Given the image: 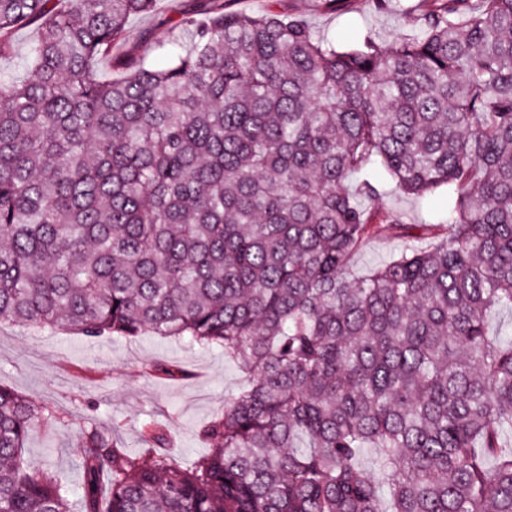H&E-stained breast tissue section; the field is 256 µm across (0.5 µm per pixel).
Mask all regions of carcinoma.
Here are the masks:
<instances>
[{
    "label": "carcinoma",
    "mask_w": 512,
    "mask_h": 512,
    "mask_svg": "<svg viewBox=\"0 0 512 512\" xmlns=\"http://www.w3.org/2000/svg\"><path fill=\"white\" fill-rule=\"evenodd\" d=\"M158 0H0V321L217 345L249 374L190 466L87 423L81 512H512V0H421L341 51L204 0L178 61L127 58ZM109 62L124 74L105 80ZM448 188L443 224L374 207ZM401 251L351 274L370 240ZM53 411L0 385V512H71L22 454ZM378 449L386 480L361 465ZM32 33L29 30H22L16 36L17 52L12 58L1 59L0 71L2 75L21 79L27 73L26 53L28 44L31 41Z\"/></svg>",
    "instance_id": "obj_1"
}]
</instances>
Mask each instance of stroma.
I'll use <instances>...</instances> for the list:
<instances>
[{
	"label": "stroma",
	"instance_id": "obj_1",
	"mask_svg": "<svg viewBox=\"0 0 512 512\" xmlns=\"http://www.w3.org/2000/svg\"><path fill=\"white\" fill-rule=\"evenodd\" d=\"M309 2L224 0V7L296 17L337 48L348 49L371 33L383 39L407 37L411 24L403 10L419 0H400L386 10L375 9L370 0H347L331 14L312 10ZM187 39L170 0H161L155 14L128 23L129 50L152 68L176 61ZM380 189L379 207L399 210L414 223L432 224L448 213L443 190L417 199L396 193L387 179ZM156 363L174 366L179 376L152 374ZM244 382L242 369L217 347L189 345L149 332L135 338L94 339L65 329L0 322V384L57 413L55 420L32 432L24 455L42 470L67 473L75 487L82 473L73 442L87 422L116 427L118 442L147 463L153 453L141 443L144 425L166 427L174 453L187 465L207 453L204 427L223 410L225 396L236 393Z\"/></svg>",
	"mask_w": 512,
	"mask_h": 512
}]
</instances>
